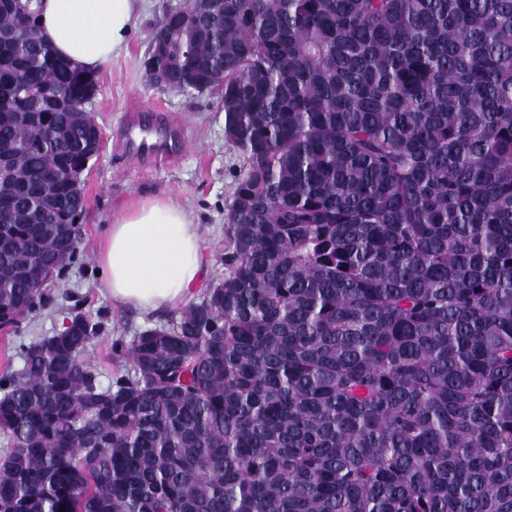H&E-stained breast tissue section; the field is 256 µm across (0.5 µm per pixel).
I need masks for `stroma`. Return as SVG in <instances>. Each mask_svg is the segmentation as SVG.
Here are the masks:
<instances>
[{
	"mask_svg": "<svg viewBox=\"0 0 512 512\" xmlns=\"http://www.w3.org/2000/svg\"><path fill=\"white\" fill-rule=\"evenodd\" d=\"M178 0H144L127 49L98 72V89L87 110L103 135V149L83 175L86 210L82 218L80 259L52 289V301L24 322L20 335L0 332V373L19 369L17 337L32 341L62 330L72 302L102 316L107 330L89 345L86 357L102 383L126 372L128 361L117 360L116 341L130 343L142 329L165 322L178 312L168 306L142 314L115 305L99 287L97 243L115 214L136 198L163 197L184 206L202 236L206 261L204 284L224 275V242L234 176L244 164L242 154L224 137V117L217 95L180 92L151 82L143 65L159 20ZM149 107L161 121L171 122L182 137L178 156L164 164L134 162L119 148L125 115Z\"/></svg>",
	"mask_w": 512,
	"mask_h": 512,
	"instance_id": "stroma-1",
	"label": "stroma"
}]
</instances>
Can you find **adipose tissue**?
<instances>
[{
    "label": "adipose tissue",
    "mask_w": 512,
    "mask_h": 512,
    "mask_svg": "<svg viewBox=\"0 0 512 512\" xmlns=\"http://www.w3.org/2000/svg\"><path fill=\"white\" fill-rule=\"evenodd\" d=\"M39 36L55 54L98 72L126 50L140 0H36ZM201 235L190 213L163 198L117 214L102 240L103 286L149 313L190 301L202 278Z\"/></svg>",
    "instance_id": "ef3b65f1"
}]
</instances>
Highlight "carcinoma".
Instances as JSON below:
<instances>
[{
    "mask_svg": "<svg viewBox=\"0 0 512 512\" xmlns=\"http://www.w3.org/2000/svg\"><path fill=\"white\" fill-rule=\"evenodd\" d=\"M0 41V324L80 256L96 75ZM168 87L217 92L234 176L224 277L166 323L20 342L0 377V512H512V0L169 8ZM47 89L70 107L31 96Z\"/></svg>",
    "mask_w": 512,
    "mask_h": 512,
    "instance_id": "carcinoma-1",
    "label": "carcinoma"
}]
</instances>
